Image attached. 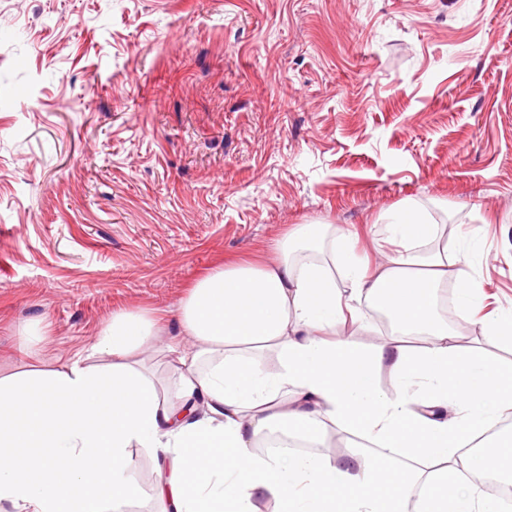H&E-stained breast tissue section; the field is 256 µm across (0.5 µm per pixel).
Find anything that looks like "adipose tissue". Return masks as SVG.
I'll list each match as a JSON object with an SVG mask.
<instances>
[{"label":"adipose tissue","mask_w":512,"mask_h":512,"mask_svg":"<svg viewBox=\"0 0 512 512\" xmlns=\"http://www.w3.org/2000/svg\"><path fill=\"white\" fill-rule=\"evenodd\" d=\"M388 226L394 251L372 268L355 261L348 236L337 238L345 296L326 266L290 258L319 250L327 224L302 225L274 259L229 261L196 281L165 348L182 368L170 393L142 362L162 334L151 314L113 315L65 368L0 375V506L124 512L141 495L133 451L144 448L158 463L161 512H254L260 499L282 512H502L475 493L460 448L465 435L512 415V366L460 346L434 308L447 279L470 302L481 283L449 269L447 247L418 251L437 229L415 206ZM364 300L425 343L363 351L337 338ZM269 350L282 359L279 372L263 368ZM384 366L394 377L388 393L376 384ZM335 425L363 440L349 459L325 449ZM278 432L322 450L258 454Z\"/></svg>","instance_id":"obj_1"}]
</instances>
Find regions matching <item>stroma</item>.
<instances>
[{
	"mask_svg": "<svg viewBox=\"0 0 512 512\" xmlns=\"http://www.w3.org/2000/svg\"><path fill=\"white\" fill-rule=\"evenodd\" d=\"M421 207L512 315V0H0V368L66 364L120 312L175 319L303 224ZM339 337H395L369 303Z\"/></svg>",
	"mask_w": 512,
	"mask_h": 512,
	"instance_id": "35a3bbf8",
	"label": "stroma"
}]
</instances>
